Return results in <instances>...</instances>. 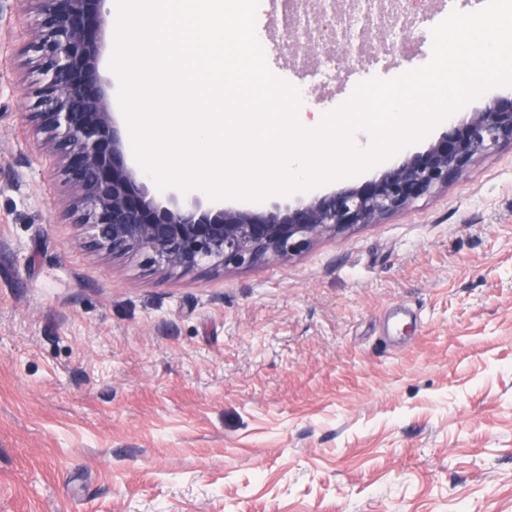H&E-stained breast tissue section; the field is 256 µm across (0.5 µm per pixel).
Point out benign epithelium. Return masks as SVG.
<instances>
[{"label": "benign epithelium", "instance_id": "7a95c632", "mask_svg": "<svg viewBox=\"0 0 512 512\" xmlns=\"http://www.w3.org/2000/svg\"><path fill=\"white\" fill-rule=\"evenodd\" d=\"M19 2L34 13L24 45L38 74L28 122L67 188L63 215L93 228L91 249L112 257L149 253L167 273L286 259L325 235L380 223L448 187L477 156L512 143V98H500L378 177L307 203L243 210L199 198L185 204L175 192L162 202L149 177L128 162L110 84L100 73L106 0Z\"/></svg>", "mask_w": 512, "mask_h": 512}]
</instances>
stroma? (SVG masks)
Instances as JSON below:
<instances>
[{"mask_svg":"<svg viewBox=\"0 0 512 512\" xmlns=\"http://www.w3.org/2000/svg\"><path fill=\"white\" fill-rule=\"evenodd\" d=\"M363 41L360 71L426 64ZM0 0V512H512V144L378 224L247 269L162 274L64 223ZM348 41L266 50L346 103Z\"/></svg>","mask_w":512,"mask_h":512,"instance_id":"stroma-1","label":"stroma"}]
</instances>
